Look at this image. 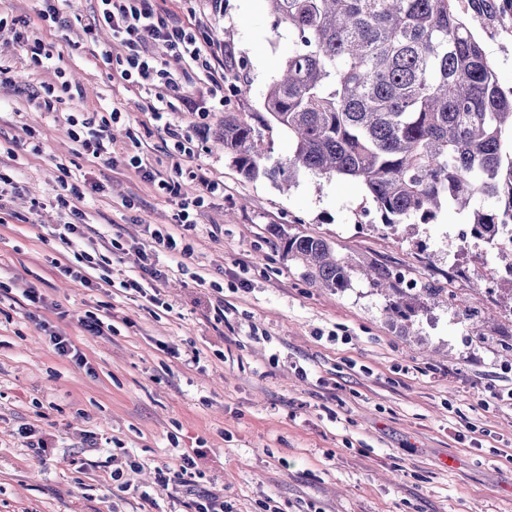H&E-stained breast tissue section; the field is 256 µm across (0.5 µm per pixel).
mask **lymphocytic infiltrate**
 Listing matches in <instances>:
<instances>
[{"mask_svg": "<svg viewBox=\"0 0 512 512\" xmlns=\"http://www.w3.org/2000/svg\"><path fill=\"white\" fill-rule=\"evenodd\" d=\"M98 7L100 23L107 25L113 39L126 49L121 79L137 83L159 82L160 89L155 95L157 102L163 103L170 98L184 99L185 91L181 81L160 67L151 49L155 43L162 44L174 54L188 57L205 71L212 84L223 83V71L213 65L211 55L202 52L191 28L171 19L155 0H98ZM66 122L84 155L93 160H110L112 138L107 133V123L98 120L96 113L70 115ZM84 199V192L76 184L67 186L65 193L55 198L64 217L57 234L62 251H70L77 240L84 237L80 222V204Z\"/></svg>", "mask_w": 512, "mask_h": 512, "instance_id": "f902f5d3", "label": "lymphocytic infiltrate"}]
</instances>
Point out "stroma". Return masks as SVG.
Wrapping results in <instances>:
<instances>
[{"label":"stroma","instance_id":"35a3bbf8","mask_svg":"<svg viewBox=\"0 0 512 512\" xmlns=\"http://www.w3.org/2000/svg\"><path fill=\"white\" fill-rule=\"evenodd\" d=\"M158 4L203 49L221 48L225 75L213 85L155 46L189 97L160 121L150 92L117 75L125 49L99 24L96 0H55L57 24L40 19L44 0H0L18 31L0 37V173L20 187L0 212V512H186L185 487L157 471L178 468L187 450L198 453L196 487L233 512H512V277L490 273V245L461 243L469 216L452 208L393 226L357 182L304 173L285 191L246 177L217 135L225 113L264 116L292 44L287 25L273 26L266 0H223L217 12L209 0ZM471 26L512 90V11ZM37 39L51 59L34 61ZM242 84L247 95L231 93ZM46 86L50 113L29 103ZM78 112L120 113L111 162L80 154L66 124ZM146 167L173 177L176 192L145 181ZM66 175L101 186L82 209L87 238L113 247V284L85 288L53 266V198ZM188 206L197 222L179 264L151 234ZM284 233L330 243L349 287L314 285ZM144 250L164 273L155 294L115 288L140 276ZM373 266L391 271L408 318L388 317L364 276ZM27 286L42 306L22 298ZM93 313L110 314L113 332L84 331ZM44 322L87 366L55 354ZM187 354L193 367L180 362ZM24 427L48 440L45 457L27 448ZM91 433L102 447H88ZM116 458L130 489L112 479Z\"/></svg>","mask_w":512,"mask_h":512}]
</instances>
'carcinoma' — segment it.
I'll list each match as a JSON object with an SVG mask.
<instances>
[{
	"instance_id": "obj_1",
	"label": "carcinoma",
	"mask_w": 512,
	"mask_h": 512,
	"mask_svg": "<svg viewBox=\"0 0 512 512\" xmlns=\"http://www.w3.org/2000/svg\"><path fill=\"white\" fill-rule=\"evenodd\" d=\"M456 2L267 0L292 48L266 92L267 118L224 113V152L249 178L354 179L389 225L490 200L470 223L480 237L492 233L501 214L512 216V91ZM272 123L288 131L292 151L266 167L261 142ZM284 249L321 287L349 286L348 266L325 240L290 236Z\"/></svg>"
}]
</instances>
